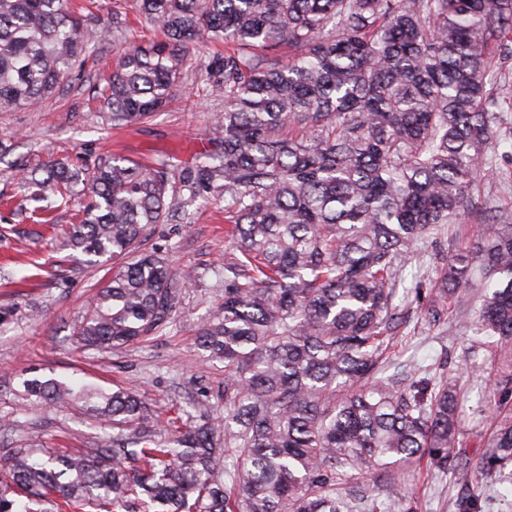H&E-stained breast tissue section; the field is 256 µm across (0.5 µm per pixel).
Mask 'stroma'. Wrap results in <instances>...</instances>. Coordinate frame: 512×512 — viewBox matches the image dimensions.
I'll return each instance as SVG.
<instances>
[{"label":"stroma","instance_id":"stroma-1","mask_svg":"<svg viewBox=\"0 0 512 512\" xmlns=\"http://www.w3.org/2000/svg\"><path fill=\"white\" fill-rule=\"evenodd\" d=\"M128 10L127 0H95L87 22L106 37L94 57L72 70L51 97L0 112V455L29 443L84 450L112 433L82 404L59 410L26 400L22 383L33 377L77 388L138 389L164 421L194 399L213 405L224 384L223 364L209 361L194 343L201 317L224 302L221 257L232 243L224 237L223 198L194 202L188 191L177 194L168 220L155 225L144 244L163 253L177 272L193 275L176 322L140 344L107 352L78 348L73 336L112 267L103 259L92 267L76 261L66 246L64 231L77 221L78 202L55 208L50 224L29 218L37 203L22 168L65 158L88 174L119 152L145 165L170 153L184 169L198 153L216 147L211 117L224 103L205 91L192 66L184 68L162 112L113 130L99 89L129 45L160 37L152 27H113V12ZM474 198L476 207L462 219L457 235L434 232L405 267L395 299L405 308V322L386 374L406 388L420 380V368L430 367L456 384L462 458L475 473L489 454L488 404L497 381L491 359L482 360L480 371L468 368L471 350L483 341L470 326L479 294L471 292L466 305L448 299L441 318L429 323L414 306L412 289L415 279L435 278L448 254L486 229L483 211L495 210L503 223L512 224V186L500 185L492 167L484 168ZM405 489L415 512H453L452 503L463 491L452 475L438 473L425 459L406 467Z\"/></svg>","mask_w":512,"mask_h":512}]
</instances>
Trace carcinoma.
<instances>
[{
  "label": "carcinoma",
  "instance_id": "obj_1",
  "mask_svg": "<svg viewBox=\"0 0 512 512\" xmlns=\"http://www.w3.org/2000/svg\"><path fill=\"white\" fill-rule=\"evenodd\" d=\"M161 30L130 46L101 89L112 126L165 105L200 39L219 148L179 182L224 196L233 248L224 253V305L206 315L199 347L224 364L223 405L159 427L128 388L75 390L27 379L23 396L81 401L115 433L88 451L30 445L0 458V512H69L76 501L113 512H349L344 471L403 473L429 458L474 482L457 448V390L428 397L384 376L396 335L393 298L403 267L440 224L461 219L473 186L506 135L512 104L491 68L512 53V0H130ZM100 31L70 0H0V111L55 91L94 53ZM167 160L145 169L120 154L90 179L51 161L25 173L44 193L88 199L71 225L73 250L112 260V277L82 316L84 348L115 349L175 320L187 281L140 245L172 209ZM485 276L472 322L488 340L499 385L483 466L512 463V224H497L448 255L430 289L439 302ZM386 512H410L387 483ZM482 494L455 502L482 512Z\"/></svg>",
  "mask_w": 512,
  "mask_h": 512
}]
</instances>
